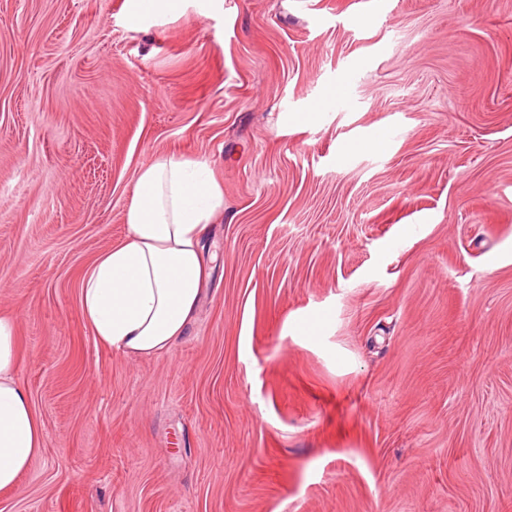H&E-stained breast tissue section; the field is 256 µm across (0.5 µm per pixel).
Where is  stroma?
<instances>
[{
    "mask_svg": "<svg viewBox=\"0 0 512 512\" xmlns=\"http://www.w3.org/2000/svg\"><path fill=\"white\" fill-rule=\"evenodd\" d=\"M171 156L218 266L115 354L80 281ZM0 314L44 429L0 512H512V0H0Z\"/></svg>",
    "mask_w": 512,
    "mask_h": 512,
    "instance_id": "obj_1",
    "label": "stroma"
}]
</instances>
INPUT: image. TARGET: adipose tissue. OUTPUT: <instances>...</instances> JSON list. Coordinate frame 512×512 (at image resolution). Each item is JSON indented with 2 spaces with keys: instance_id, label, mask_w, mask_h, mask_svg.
Returning <instances> with one entry per match:
<instances>
[{
  "instance_id": "obj_1",
  "label": "adipose tissue",
  "mask_w": 512,
  "mask_h": 512,
  "mask_svg": "<svg viewBox=\"0 0 512 512\" xmlns=\"http://www.w3.org/2000/svg\"><path fill=\"white\" fill-rule=\"evenodd\" d=\"M223 205L206 163L167 157L138 171L124 239L97 255L80 282V307L100 344L158 356L183 338L211 275L203 243ZM16 370V320L0 315V490L17 487L44 444Z\"/></svg>"
}]
</instances>
